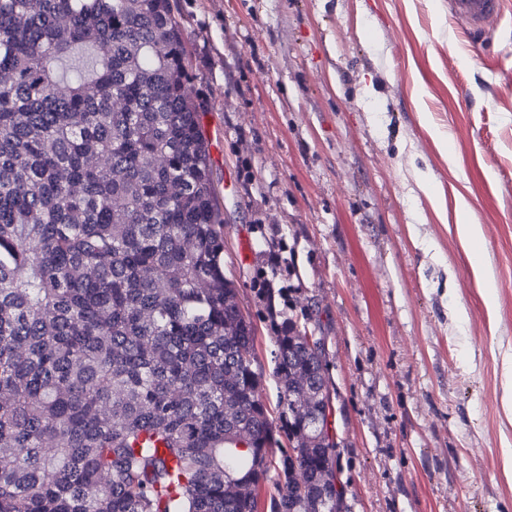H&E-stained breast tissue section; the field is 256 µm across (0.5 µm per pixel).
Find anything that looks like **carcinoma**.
<instances>
[{
    "label": "carcinoma",
    "mask_w": 512,
    "mask_h": 512,
    "mask_svg": "<svg viewBox=\"0 0 512 512\" xmlns=\"http://www.w3.org/2000/svg\"><path fill=\"white\" fill-rule=\"evenodd\" d=\"M1 76L0 512H348L291 317L270 452L170 0H0Z\"/></svg>",
    "instance_id": "cac0c4a2"
}]
</instances>
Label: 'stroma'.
<instances>
[{"instance_id": "stroma-1", "label": "stroma", "mask_w": 512, "mask_h": 512, "mask_svg": "<svg viewBox=\"0 0 512 512\" xmlns=\"http://www.w3.org/2000/svg\"><path fill=\"white\" fill-rule=\"evenodd\" d=\"M503 2L473 52L447 0H170L224 267L264 370L284 317L323 336L350 512H512Z\"/></svg>"}]
</instances>
